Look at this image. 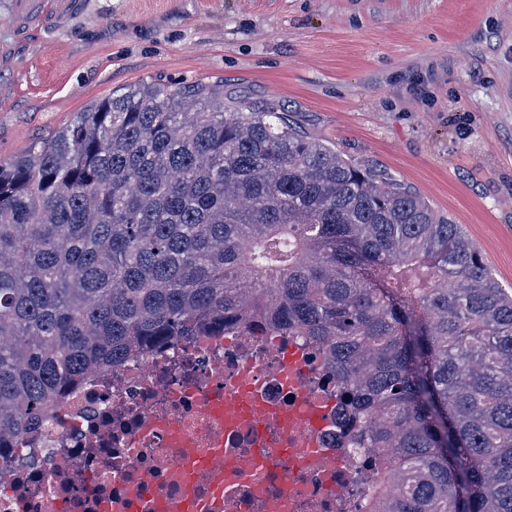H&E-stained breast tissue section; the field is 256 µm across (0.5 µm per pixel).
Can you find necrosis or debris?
<instances>
[{
	"label": "necrosis or debris",
	"mask_w": 512,
	"mask_h": 512,
	"mask_svg": "<svg viewBox=\"0 0 512 512\" xmlns=\"http://www.w3.org/2000/svg\"><path fill=\"white\" fill-rule=\"evenodd\" d=\"M323 351L249 328L134 351L0 472V512H367L372 451ZM223 471H216V463Z\"/></svg>",
	"instance_id": "1"
}]
</instances>
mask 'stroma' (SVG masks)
<instances>
[{
    "instance_id": "35a3bbf8",
    "label": "stroma",
    "mask_w": 512,
    "mask_h": 512,
    "mask_svg": "<svg viewBox=\"0 0 512 512\" xmlns=\"http://www.w3.org/2000/svg\"><path fill=\"white\" fill-rule=\"evenodd\" d=\"M144 79L284 107L512 288V0H0V160Z\"/></svg>"
}]
</instances>
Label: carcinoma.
<instances>
[{"mask_svg":"<svg viewBox=\"0 0 512 512\" xmlns=\"http://www.w3.org/2000/svg\"><path fill=\"white\" fill-rule=\"evenodd\" d=\"M238 325L328 351L369 512H512V290L424 198L199 84L0 161V468L100 368Z\"/></svg>","mask_w":512,"mask_h":512,"instance_id":"1","label":"carcinoma"}]
</instances>
